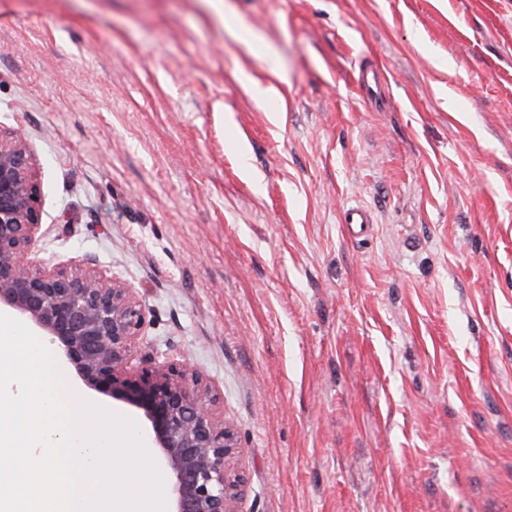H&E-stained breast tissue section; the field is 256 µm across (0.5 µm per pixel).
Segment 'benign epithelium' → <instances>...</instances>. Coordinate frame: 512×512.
I'll use <instances>...</instances> for the list:
<instances>
[{
    "mask_svg": "<svg viewBox=\"0 0 512 512\" xmlns=\"http://www.w3.org/2000/svg\"><path fill=\"white\" fill-rule=\"evenodd\" d=\"M42 197L33 149L0 127V309L48 337L88 389L142 412L172 476V512H238L239 446L219 394L185 364L138 351L145 308L125 280L91 256L37 257Z\"/></svg>",
    "mask_w": 512,
    "mask_h": 512,
    "instance_id": "benign-epithelium-1",
    "label": "benign epithelium"
}]
</instances>
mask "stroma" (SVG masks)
<instances>
[{
	"label": "stroma",
	"mask_w": 512,
	"mask_h": 512,
	"mask_svg": "<svg viewBox=\"0 0 512 512\" xmlns=\"http://www.w3.org/2000/svg\"><path fill=\"white\" fill-rule=\"evenodd\" d=\"M0 125L239 512H512V0H0Z\"/></svg>",
	"instance_id": "35a3bbf8"
}]
</instances>
